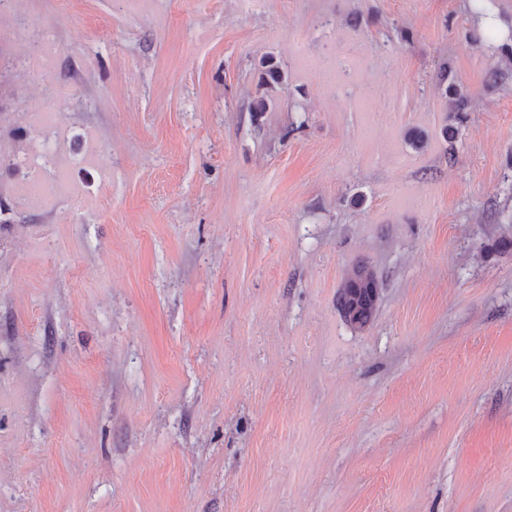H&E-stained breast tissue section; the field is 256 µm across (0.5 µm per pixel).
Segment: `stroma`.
Returning <instances> with one entry per match:
<instances>
[{"label":"stroma","mask_w":512,"mask_h":512,"mask_svg":"<svg viewBox=\"0 0 512 512\" xmlns=\"http://www.w3.org/2000/svg\"><path fill=\"white\" fill-rule=\"evenodd\" d=\"M511 40L512 0H0V512H512ZM373 286L374 288H369ZM373 272L359 266L349 273L339 295V305L350 323L363 326L373 315L377 302V288Z\"/></svg>","instance_id":"1"}]
</instances>
